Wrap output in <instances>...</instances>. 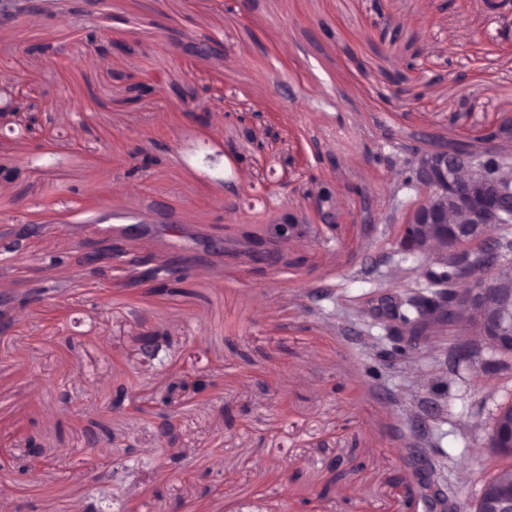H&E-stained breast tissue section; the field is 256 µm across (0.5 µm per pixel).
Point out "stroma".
Returning a JSON list of instances; mask_svg holds the SVG:
<instances>
[{"instance_id": "obj_1", "label": "stroma", "mask_w": 512, "mask_h": 512, "mask_svg": "<svg viewBox=\"0 0 512 512\" xmlns=\"http://www.w3.org/2000/svg\"><path fill=\"white\" fill-rule=\"evenodd\" d=\"M212 37L223 55L185 53ZM0 99L18 108L0 119V247L40 228L0 265V294L46 292L0 335V488L16 507L403 512L425 434L449 512H474L503 466L488 442L512 353L468 321L405 357L372 309L427 287V260L396 243L417 193L393 161L512 115V40L490 0H55L0 24ZM325 182L332 230L310 209ZM286 211L307 222L273 242L282 264L248 262L243 232ZM136 222L127 253L178 258L184 292L80 265L86 241ZM148 330L156 360L137 344ZM198 378L213 390L183 393L163 445L156 397ZM121 384L144 412L116 405ZM333 457L352 465L337 480Z\"/></svg>"}]
</instances>
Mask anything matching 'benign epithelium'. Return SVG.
<instances>
[{"instance_id": "1", "label": "benign epithelium", "mask_w": 512, "mask_h": 512, "mask_svg": "<svg viewBox=\"0 0 512 512\" xmlns=\"http://www.w3.org/2000/svg\"><path fill=\"white\" fill-rule=\"evenodd\" d=\"M12 3L26 12L47 10L48 0H0V9ZM402 185L418 191V199L401 223L397 244L412 255L427 254L433 265L457 268L451 280L435 279L427 270L431 290L406 299L391 295L382 299L381 319L394 336H429L454 325L466 312L475 314L479 335L490 347L503 352L512 348V280L501 275L507 269L498 245L488 236L493 226L512 224V152L499 148L476 155L446 146L415 149L402 161ZM126 252L104 239L84 252L85 265H109ZM127 263L146 281H156L157 263L150 255L135 256ZM142 355L155 360L162 351L160 336L146 331L138 337ZM173 417L157 414L155 431L162 443L174 436ZM482 512H512V491L485 487Z\"/></svg>"}]
</instances>
